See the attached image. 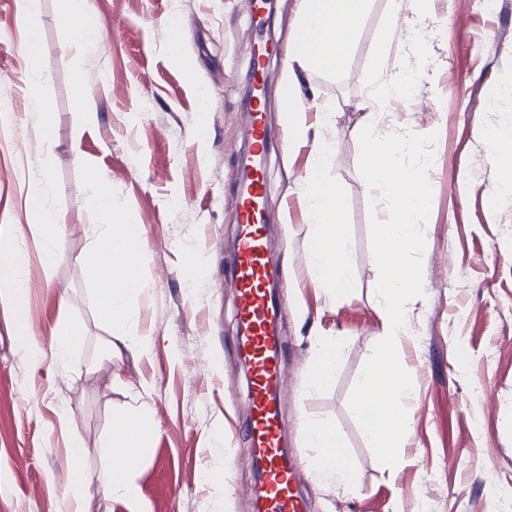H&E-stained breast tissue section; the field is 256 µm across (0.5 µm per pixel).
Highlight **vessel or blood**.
I'll use <instances>...</instances> for the list:
<instances>
[{
    "mask_svg": "<svg viewBox=\"0 0 512 512\" xmlns=\"http://www.w3.org/2000/svg\"><path fill=\"white\" fill-rule=\"evenodd\" d=\"M250 109L254 162L250 173L237 182L232 198L239 223L232 273L237 290V352L250 370L246 422L252 443L249 457L260 461L263 469L262 485L252 495L253 510L305 512L296 463L284 450L279 418L278 395L283 376L273 322L284 306L269 290L270 224L264 159L270 148V128L260 100H253Z\"/></svg>",
    "mask_w": 512,
    "mask_h": 512,
    "instance_id": "1",
    "label": "vessel or blood"
}]
</instances>
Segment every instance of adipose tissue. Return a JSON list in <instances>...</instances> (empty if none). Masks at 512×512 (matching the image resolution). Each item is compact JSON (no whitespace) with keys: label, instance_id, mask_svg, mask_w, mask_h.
Wrapping results in <instances>:
<instances>
[{"label":"adipose tissue","instance_id":"ef3b65f1","mask_svg":"<svg viewBox=\"0 0 512 512\" xmlns=\"http://www.w3.org/2000/svg\"><path fill=\"white\" fill-rule=\"evenodd\" d=\"M367 8L368 0H305L298 40L288 56L289 62L314 71L338 70L343 63L347 44L336 41L331 28L337 24L344 27L348 35H355ZM334 148L335 144L331 141L317 145L311 154L302 186L312 199L309 222L313 232L307 249L309 271L320 284L342 297L352 291L354 280L347 260L348 226L344 219L341 191L325 175L327 161ZM43 193L40 187L29 193L32 209L42 214L40 222L31 225L30 230L40 241L44 261L49 264L53 261L56 246L65 234L66 227L59 218L42 213ZM25 262L24 252L0 244V316L12 325L19 352L32 366L37 367L42 364L44 355L25 315L27 289L20 276ZM158 430V425L148 421L141 413H124L103 440L105 473L93 489L88 487L85 480L81 441L72 438L68 448L69 466L64 479L70 512H86V497L92 491L106 503L115 497H136L137 489L131 480V472L137 462L132 459L122 464L114 463V452L128 440L136 441L138 450H145ZM304 433L311 450L307 464L316 478L351 493L357 491V474L349 460L341 432L333 425L311 422L305 425Z\"/></svg>","mask_w":512,"mask_h":512}]
</instances>
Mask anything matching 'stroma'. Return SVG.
<instances>
[{"mask_svg": "<svg viewBox=\"0 0 512 512\" xmlns=\"http://www.w3.org/2000/svg\"><path fill=\"white\" fill-rule=\"evenodd\" d=\"M393 0H371L356 41L336 72L289 68L288 43L302 0H278L267 25L275 50L266 62L271 260L288 313L279 325L285 383L281 420L288 450L304 447L301 423L335 425L360 483L356 493L299 470L307 512H502L496 485L512 483V208L499 205L488 136L512 124V0L493 11L472 0H432L425 18L405 0L395 15L386 60L410 54L421 31L430 53L414 96L385 116L402 133H436L429 171L432 205L424 225L423 296L407 304L403 358L413 376L412 429L396 465L380 464L349 410V396L384 328L376 306L377 266L371 205L359 171V107L381 22ZM106 48L80 53L61 34L55 0L24 24L16 0H0V226L14 225L26 251L27 314L44 352L63 319L81 332L74 362L36 369L16 351L0 317V512H67L58 480L71 434L85 448L84 471L97 482L99 444L115 417L143 407L159 432L131 480L137 502H90L89 512H252L255 485L243 450L247 370L236 353L232 245L237 229L225 193L244 153L245 88L256 40L252 0H89ZM39 34L37 56L26 31ZM82 61L97 117L72 147L78 122L69 68ZM39 68L46 113L29 105L27 76ZM294 83L308 107L306 131L290 141L279 89ZM337 144L326 169L343 194L348 261L355 279L337 297L306 265L310 200L300 181L320 139ZM81 151L130 207L145 242L146 283L134 298L133 324L151 334L150 357L112 358L111 373L87 375L110 328L98 319L84 261L96 233L79 180ZM49 181L48 212L69 230L44 267L29 227L32 187ZM323 336L343 342L327 387L307 372ZM155 392L139 402L141 380ZM485 394L471 395L474 384ZM72 408L60 418L61 402Z\"/></svg>", "mask_w": 512, "mask_h": 512, "instance_id": "stroma-1", "label": "stroma"}]
</instances>
